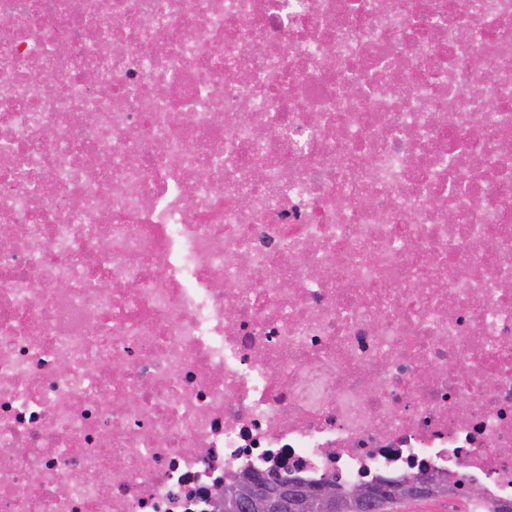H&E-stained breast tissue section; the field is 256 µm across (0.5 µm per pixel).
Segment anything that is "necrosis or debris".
Returning <instances> with one entry per match:
<instances>
[{
	"label": "necrosis or debris",
	"mask_w": 512,
	"mask_h": 512,
	"mask_svg": "<svg viewBox=\"0 0 512 512\" xmlns=\"http://www.w3.org/2000/svg\"><path fill=\"white\" fill-rule=\"evenodd\" d=\"M0 20V512L271 473L512 503V0Z\"/></svg>",
	"instance_id": "4bbe7bcc"
}]
</instances>
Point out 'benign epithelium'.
Listing matches in <instances>:
<instances>
[{
	"label": "benign epithelium",
	"instance_id": "7a95c632",
	"mask_svg": "<svg viewBox=\"0 0 512 512\" xmlns=\"http://www.w3.org/2000/svg\"><path fill=\"white\" fill-rule=\"evenodd\" d=\"M240 494L250 500L251 507L261 512H276L280 499H288V507L293 512H306L315 501L328 512L336 509V487L323 484L316 488L306 485L273 486L268 482H259L240 489Z\"/></svg>",
	"mask_w": 512,
	"mask_h": 512
}]
</instances>
